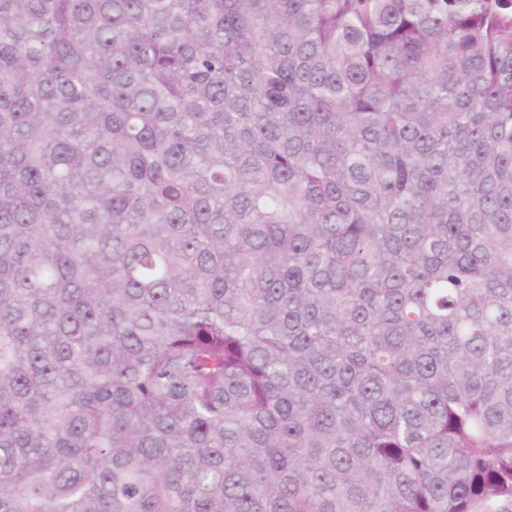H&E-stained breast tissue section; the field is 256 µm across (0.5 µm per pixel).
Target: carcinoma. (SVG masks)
Here are the masks:
<instances>
[{
    "mask_svg": "<svg viewBox=\"0 0 512 512\" xmlns=\"http://www.w3.org/2000/svg\"><path fill=\"white\" fill-rule=\"evenodd\" d=\"M0 512H512V0H0Z\"/></svg>",
    "mask_w": 512,
    "mask_h": 512,
    "instance_id": "1",
    "label": "carcinoma"
}]
</instances>
